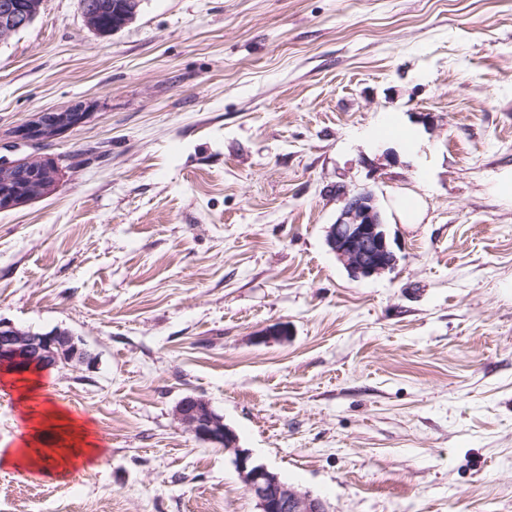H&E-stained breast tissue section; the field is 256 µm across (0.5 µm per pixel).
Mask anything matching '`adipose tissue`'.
<instances>
[{"label":"adipose tissue","mask_w":512,"mask_h":512,"mask_svg":"<svg viewBox=\"0 0 512 512\" xmlns=\"http://www.w3.org/2000/svg\"><path fill=\"white\" fill-rule=\"evenodd\" d=\"M9 387L18 394L26 432L21 447L0 448V464L17 469L36 468L62 477L75 460H90L101 453L90 424L55 404L45 393L41 378L13 380ZM48 421L54 424L55 442L44 447L40 440L42 427Z\"/></svg>","instance_id":"ef3b65f1"}]
</instances>
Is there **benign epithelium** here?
Masks as SVG:
<instances>
[{
	"mask_svg": "<svg viewBox=\"0 0 512 512\" xmlns=\"http://www.w3.org/2000/svg\"><path fill=\"white\" fill-rule=\"evenodd\" d=\"M86 116L79 108L45 112L38 122L22 127L20 136L29 145L38 144L48 134L56 136L78 126ZM60 170L53 158L0 160V181L10 184L18 180L30 186L25 198L34 199L56 180ZM327 242L337 260L356 279L380 276L397 261L375 196L368 190L342 193V207L336 222L328 228ZM64 348L69 349L70 364L92 360L84 341L77 336L59 331L26 335L13 324L0 321V371L22 373L57 367L58 352ZM176 415L197 440L234 454L236 468L256 500L258 512H328L321 499L288 487L265 465L254 462L251 454L240 447L234 430L215 417L205 400L195 396L182 398Z\"/></svg>",
	"mask_w": 512,
	"mask_h": 512,
	"instance_id": "7a95c632",
	"label": "benign epithelium"
}]
</instances>
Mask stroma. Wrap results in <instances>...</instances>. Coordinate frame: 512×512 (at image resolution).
<instances>
[{
	"instance_id": "obj_1",
	"label": "stroma",
	"mask_w": 512,
	"mask_h": 512,
	"mask_svg": "<svg viewBox=\"0 0 512 512\" xmlns=\"http://www.w3.org/2000/svg\"><path fill=\"white\" fill-rule=\"evenodd\" d=\"M34 152L63 176L0 211V320L84 341L44 380L105 454L0 466V512H258L188 395L329 512H512V0H141L107 36L41 0L0 43V157ZM342 188L391 271L330 250ZM86 116L87 113L81 112L80 108L45 112L40 116L38 122L22 127L20 136L29 145L39 144L48 133L56 136L66 132L81 124ZM342 207L328 228L327 242L337 260L356 279H370L392 269L397 257L371 191L342 193Z\"/></svg>"
}]
</instances>
